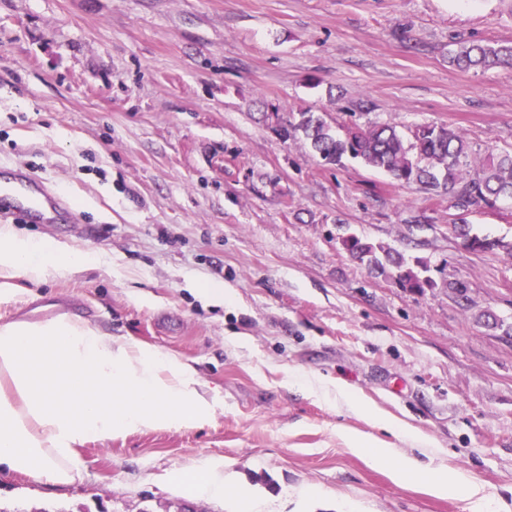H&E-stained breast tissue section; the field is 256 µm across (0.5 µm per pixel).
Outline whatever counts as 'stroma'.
<instances>
[{"label":"stroma","mask_w":512,"mask_h":512,"mask_svg":"<svg viewBox=\"0 0 512 512\" xmlns=\"http://www.w3.org/2000/svg\"><path fill=\"white\" fill-rule=\"evenodd\" d=\"M460 40L512 41V0H0V166L31 169L78 212L13 227L112 259L19 280L0 318L61 303L193 362L224 401L199 429L87 443L66 487L1 473L0 512H229L166 481L207 456L272 495L260 512H468L428 477L372 466L344 430L465 471L489 512H512V336L484 325H512V255L453 231L463 220L512 243V202L462 215L274 132L309 111L335 128L445 125L476 156L510 151L512 72L451 67ZM344 233L422 260L435 288L370 274ZM191 278L233 301L204 300ZM296 372L347 385L366 411L289 382ZM374 410L430 447L375 427Z\"/></svg>","instance_id":"obj_1"}]
</instances>
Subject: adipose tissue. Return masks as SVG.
I'll return each instance as SVG.
<instances>
[{"mask_svg":"<svg viewBox=\"0 0 512 512\" xmlns=\"http://www.w3.org/2000/svg\"><path fill=\"white\" fill-rule=\"evenodd\" d=\"M106 255L0 226V303L14 299L16 279L32 283L108 265ZM221 398L194 365L132 336L102 332L66 313L31 322H0V472L70 485L81 476L77 450L150 429H196L210 423ZM352 450L399 479L430 475L431 490L457 492L471 512L486 501L465 472L428 473L416 458H395L377 438L345 434ZM178 492L229 497L231 512H254V492L237 483L224 460L209 457L173 471Z\"/></svg>","mask_w":512,"mask_h":512,"instance_id":"1","label":"adipose tissue"}]
</instances>
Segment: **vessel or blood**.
Segmentation results:
<instances>
[{
  "label": "vessel or blood",
  "instance_id": "1",
  "mask_svg": "<svg viewBox=\"0 0 512 512\" xmlns=\"http://www.w3.org/2000/svg\"><path fill=\"white\" fill-rule=\"evenodd\" d=\"M0 210L35 224H53L71 215L66 201L25 169L0 173Z\"/></svg>",
  "mask_w": 512,
  "mask_h": 512
}]
</instances>
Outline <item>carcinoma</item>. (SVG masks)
Listing matches in <instances>:
<instances>
[{"instance_id":"carcinoma-1","label":"carcinoma","mask_w":512,"mask_h":512,"mask_svg":"<svg viewBox=\"0 0 512 512\" xmlns=\"http://www.w3.org/2000/svg\"><path fill=\"white\" fill-rule=\"evenodd\" d=\"M448 62L461 70L472 68L512 70V43L485 44L459 42L448 54ZM283 141H301L320 159L338 165L345 157L389 174L399 183H419L427 190L448 196L451 207L467 212L473 207L499 208L512 201V151L503 150L475 158L465 135L445 125H421L406 137L395 129L377 124L351 126L338 134L316 112H299L275 127ZM459 236L471 242L478 252L505 249L512 245L496 238L472 235L464 224L454 225ZM342 248L370 272L381 275L395 270V279L403 288L422 292L435 286L424 275L428 267L416 259L421 268L410 267L398 251L366 242L355 235L341 239Z\"/></svg>"}]
</instances>
